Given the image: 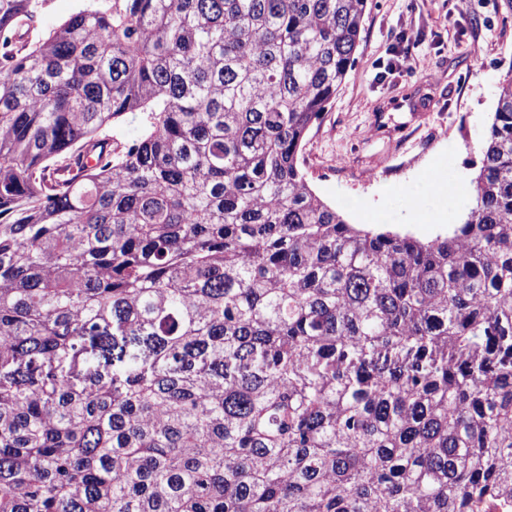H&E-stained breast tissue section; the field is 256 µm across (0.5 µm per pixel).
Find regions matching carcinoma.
Wrapping results in <instances>:
<instances>
[{"label": "carcinoma", "instance_id": "cac0c4a2", "mask_svg": "<svg viewBox=\"0 0 512 512\" xmlns=\"http://www.w3.org/2000/svg\"><path fill=\"white\" fill-rule=\"evenodd\" d=\"M45 2L0 0V512H512V82L421 240L301 166L367 0ZM81 3L79 0H49L42 17V29L48 31L63 23ZM142 114L128 113L117 120L112 126V134L119 140L128 142L143 133L144 123L141 121Z\"/></svg>", "mask_w": 512, "mask_h": 512}]
</instances>
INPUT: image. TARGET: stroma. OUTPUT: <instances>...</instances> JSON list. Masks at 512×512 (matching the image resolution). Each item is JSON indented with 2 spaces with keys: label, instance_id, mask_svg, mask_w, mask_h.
I'll return each instance as SVG.
<instances>
[{
  "label": "stroma",
  "instance_id": "1",
  "mask_svg": "<svg viewBox=\"0 0 512 512\" xmlns=\"http://www.w3.org/2000/svg\"><path fill=\"white\" fill-rule=\"evenodd\" d=\"M403 30L415 41L401 58ZM355 58L303 143L311 187L351 224L422 240L451 232L512 79V0H369ZM434 175L445 196L429 190Z\"/></svg>",
  "mask_w": 512,
  "mask_h": 512
}]
</instances>
